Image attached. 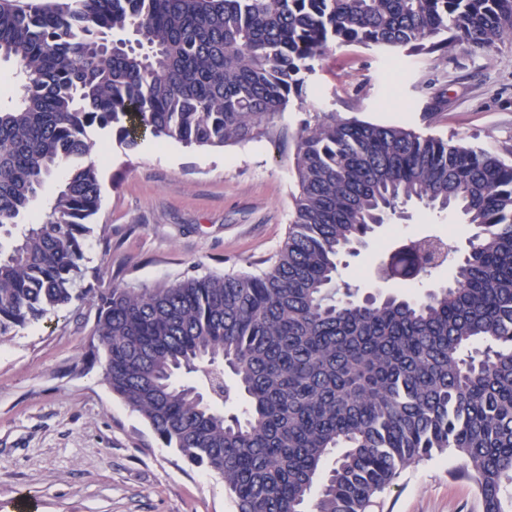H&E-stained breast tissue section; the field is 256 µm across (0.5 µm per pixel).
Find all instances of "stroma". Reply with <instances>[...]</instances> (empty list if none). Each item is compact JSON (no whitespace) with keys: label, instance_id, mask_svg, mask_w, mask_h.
Masks as SVG:
<instances>
[{"label":"stroma","instance_id":"1","mask_svg":"<svg viewBox=\"0 0 512 512\" xmlns=\"http://www.w3.org/2000/svg\"><path fill=\"white\" fill-rule=\"evenodd\" d=\"M314 112L458 136L512 156V44L476 53H414L389 69L385 52L331 47L303 101L275 120L284 140L223 148L149 139L121 146L96 133L90 159L101 202L85 240L84 288L115 283L153 288L186 277L257 274L283 244L296 183L294 137ZM453 236L461 215L416 204L392 217L339 283L358 296L419 297L447 283V270L414 281L387 277L388 255L405 239ZM96 302L73 300L42 320L0 336V512L23 492L37 512H235L223 480L165 447L146 421L113 395L101 364L83 368ZM454 453L409 466L379 496L375 512H482L475 483Z\"/></svg>","mask_w":512,"mask_h":512}]
</instances>
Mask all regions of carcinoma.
Returning a JSON list of instances; mask_svg holds the SVG:
<instances>
[{"instance_id":"obj_1","label":"carcinoma","mask_w":512,"mask_h":512,"mask_svg":"<svg viewBox=\"0 0 512 512\" xmlns=\"http://www.w3.org/2000/svg\"><path fill=\"white\" fill-rule=\"evenodd\" d=\"M512 42V0H0V335L70 304L100 205L94 129L224 147L281 137L330 46L432 53ZM65 169L41 216L21 224ZM297 193L257 276L98 290L112 393L167 448L224 480L236 512H372L412 464L448 451L483 512H512V162L462 138L317 112L296 136ZM460 213L468 248L412 240L385 274L450 265L422 297H353L336 283L397 208ZM233 377L228 384L225 374ZM192 375L209 395L180 381ZM343 452L335 466L325 459Z\"/></svg>"}]
</instances>
